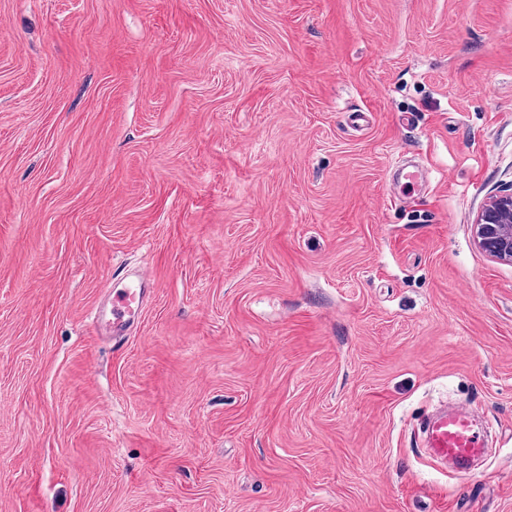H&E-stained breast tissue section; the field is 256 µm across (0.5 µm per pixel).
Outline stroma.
Instances as JSON below:
<instances>
[{"label":"stroma","instance_id":"stroma-1","mask_svg":"<svg viewBox=\"0 0 512 512\" xmlns=\"http://www.w3.org/2000/svg\"><path fill=\"white\" fill-rule=\"evenodd\" d=\"M511 183L512 0H0V512H512ZM474 233L485 254L512 262V184L485 205L474 224ZM150 284L141 278L137 284L116 285L111 290L108 305L101 309L97 322L112 326V341L121 343L139 316L143 303L150 293ZM425 446L431 462L449 460L455 477L465 478L472 474L473 462L485 452V434L473 414L443 411L429 419Z\"/></svg>","mask_w":512,"mask_h":512}]
</instances>
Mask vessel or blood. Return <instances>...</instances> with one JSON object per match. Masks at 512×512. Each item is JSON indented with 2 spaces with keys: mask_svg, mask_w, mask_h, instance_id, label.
<instances>
[{
  "mask_svg": "<svg viewBox=\"0 0 512 512\" xmlns=\"http://www.w3.org/2000/svg\"><path fill=\"white\" fill-rule=\"evenodd\" d=\"M149 292L150 284L144 279L112 288L109 303L99 311L97 319L111 326L113 341L119 343L126 338ZM425 446L431 460L451 461L455 476L465 478L472 474L474 461L485 452V434L473 414L443 411L429 419Z\"/></svg>",
  "mask_w": 512,
  "mask_h": 512,
  "instance_id": "1",
  "label": "vessel or blood"
}]
</instances>
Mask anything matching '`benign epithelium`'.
Returning a JSON list of instances; mask_svg holds the SVG:
<instances>
[{"instance_id":"1","label":"benign epithelium","mask_w":512,"mask_h":512,"mask_svg":"<svg viewBox=\"0 0 512 512\" xmlns=\"http://www.w3.org/2000/svg\"><path fill=\"white\" fill-rule=\"evenodd\" d=\"M474 233L485 254L512 262V186L485 205L474 224Z\"/></svg>"}]
</instances>
